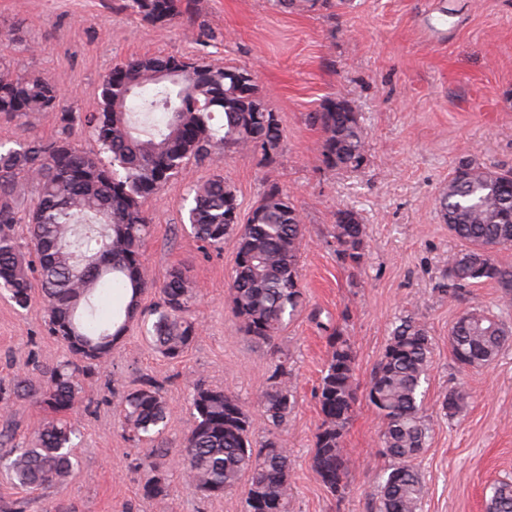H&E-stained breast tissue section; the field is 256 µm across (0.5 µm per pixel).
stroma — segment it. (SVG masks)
<instances>
[{"label": "stroma", "instance_id": "1", "mask_svg": "<svg viewBox=\"0 0 512 512\" xmlns=\"http://www.w3.org/2000/svg\"><path fill=\"white\" fill-rule=\"evenodd\" d=\"M120 0H0V47L15 71L51 79L61 110L82 116L98 109L103 79L143 55L202 59L246 67L283 130L275 164L220 151L189 162L145 210L150 231L142 263L154 288L140 299L151 309L157 284L178 268L195 285L192 315L199 334L182 358H162L149 343L150 321L131 324L112 350L107 371L82 379L75 442L78 464L63 485L48 490L31 512H159L141 495L149 475L146 446L128 440L119 421L124 391L141 376L157 379L171 413L159 463L171 467L193 424L188 398L195 378L234 395L255 419L254 439L267 433L260 395L267 372L288 362L293 408L279 433L290 449V512H371L390 461L379 453L382 422L358 398L343 437L352 464L343 497L333 496L312 466L321 422L314 396L328 360L324 325L342 328L356 350L355 377L366 387L392 325L411 317L433 345L424 407L431 432L415 460L424 493L422 512H485L492 486L512 480V340L486 367L455 363L448 331L469 307H495L485 282L451 300L438 289L451 253L464 249L438 211V198L463 158L512 168V0H328L282 8L274 0H195L196 22L214 37L201 45L180 22L148 24ZM347 101L366 133L367 162L357 170L320 161L318 128L307 120L329 99ZM56 115L0 117V141L50 137ZM222 176L248 214L266 184L278 182L305 227L299 266L303 310L271 343L242 336L228 285L236 250L203 246L187 222L191 186ZM358 212L366 251L360 267L336 257L331 232L337 209ZM41 294L19 308L0 294V382L25 377L33 364L65 357L49 336ZM452 389L468 403L455 417L441 401ZM168 512H245V491L205 497L170 477Z\"/></svg>", "mask_w": 512, "mask_h": 512}]
</instances>
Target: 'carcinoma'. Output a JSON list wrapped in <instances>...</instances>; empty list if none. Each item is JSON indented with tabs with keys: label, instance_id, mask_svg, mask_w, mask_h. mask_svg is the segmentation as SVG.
I'll list each match as a JSON object with an SVG mask.
<instances>
[{
	"label": "carcinoma",
	"instance_id": "carcinoma-1",
	"mask_svg": "<svg viewBox=\"0 0 512 512\" xmlns=\"http://www.w3.org/2000/svg\"><path fill=\"white\" fill-rule=\"evenodd\" d=\"M195 0H128L123 5L142 21L165 25L194 22ZM174 65V80L159 72ZM123 83L112 77L100 86L98 112L87 118L97 146L84 152L72 145L73 112L58 116L50 139L32 136L16 148L0 144V292L25 309L34 285L42 293V317L48 334L63 344L70 359L14 384H0V411L8 415L15 398H28L49 416L24 448L11 449L9 469L28 494L67 481L77 459L70 418L79 402L81 379L104 369L113 346L142 314L140 297L154 287L141 262L149 220L145 201L164 187L190 160L204 161L215 151L233 149L269 166L280 154L282 128L269 110L248 69L184 60L174 56H140L122 65ZM154 93L142 96V89ZM56 85L42 76L19 74L0 51V115L22 119L56 110ZM160 112L163 119L146 134L137 132L135 113ZM224 124L213 123L216 114ZM322 133L321 162L331 169H359L366 159L365 133L346 101L330 100L309 114ZM36 183L37 201L24 206L23 185ZM188 224L197 239L219 250L235 240L236 262L230 284L238 331L269 343L302 311L299 269L302 216L290 195L276 182L266 185L260 200L241 219L233 189L215 176L192 189ZM440 216L466 249L448 255L441 291L460 298L467 288L490 281L498 302L512 305V265L494 254L512 247V168L488 166L472 159L457 163L439 198ZM27 217V237L15 225ZM336 257L352 268L365 256V233L359 215L349 208L335 213ZM99 288H118L124 308L107 322L98 319L92 302ZM194 290L180 270L168 273L151 310L149 331L156 351L167 360L181 358L195 341L198 328L190 316ZM512 330L490 310L473 308L450 328L448 342L461 365H489L499 356ZM331 349L315 398L322 420L314 441L313 467L334 495L344 493L351 459L343 436L358 399L354 375L356 352L339 327L328 328ZM432 353L423 325L401 319L392 326L383 356L366 387V398L382 421L380 452L391 460L379 484L376 512H420L421 474L413 460L426 445L429 426L422 410V383ZM194 423L183 440L177 467L183 478L206 497H220L251 474L246 512H288L292 498L290 452L276 430L285 422L293 400L288 369L280 361L266 377L260 407L268 434L252 441L254 419L232 395L202 380L192 383ZM468 394L451 390L443 397L448 417L467 404ZM169 417L161 386L143 376L120 409L122 427L138 442L158 441ZM145 498L163 512L169 485L164 471L152 467L142 485ZM487 512H512V481L491 489Z\"/></svg>",
	"mask_w": 512,
	"mask_h": 512
}]
</instances>
